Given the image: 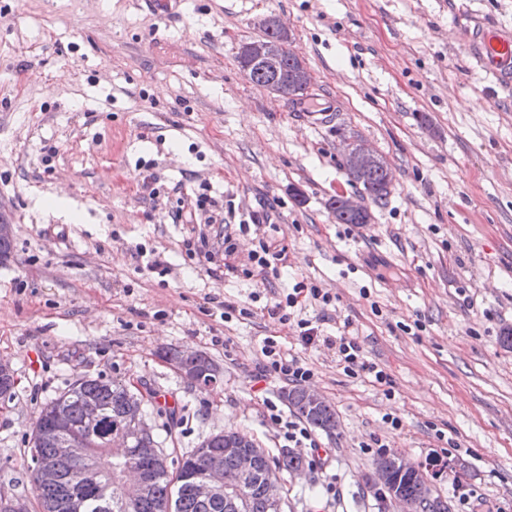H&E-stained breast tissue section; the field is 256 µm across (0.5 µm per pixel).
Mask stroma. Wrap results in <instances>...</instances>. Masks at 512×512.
<instances>
[{
    "mask_svg": "<svg viewBox=\"0 0 512 512\" xmlns=\"http://www.w3.org/2000/svg\"><path fill=\"white\" fill-rule=\"evenodd\" d=\"M267 16L288 26L332 126L244 76L239 47ZM478 26L512 30V0H0V220L14 226L0 359L18 379L0 401V491L34 500L32 423L83 376L147 389L169 465L224 430L278 454L270 412L293 417L290 384L252 380L271 338L337 420L313 433L323 467L282 474L283 512H393L370 484L375 436L428 467L449 512L465 508L456 484L471 512H512V86L476 64ZM347 141L393 173L367 224L328 208L362 191ZM202 193L215 207L196 210ZM52 196L64 210L42 206ZM255 211L276 226L279 275L245 273L259 237L238 224ZM202 237L212 261L185 250ZM304 279L332 296L299 297L320 336L309 346L268 311ZM345 333L389 386L344 373L325 339ZM171 347L206 353L218 384L192 386L161 359Z\"/></svg>",
    "mask_w": 512,
    "mask_h": 512,
    "instance_id": "35a3bbf8",
    "label": "stroma"
}]
</instances>
